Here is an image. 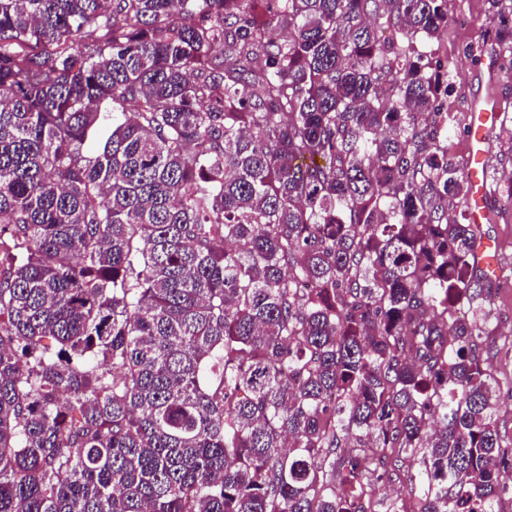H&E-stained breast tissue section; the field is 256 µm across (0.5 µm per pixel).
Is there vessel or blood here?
Instances as JSON below:
<instances>
[{"label": "vessel or blood", "instance_id": "vessel-or-blood-1", "mask_svg": "<svg viewBox=\"0 0 512 512\" xmlns=\"http://www.w3.org/2000/svg\"><path fill=\"white\" fill-rule=\"evenodd\" d=\"M499 118L497 105L489 100L475 104L468 114L467 174L472 186L468 218L473 224H486L491 218V211L486 203L488 191L485 159L488 155L490 135L496 128ZM475 253L485 274L492 277L498 275L497 244L494 240L484 236L477 238Z\"/></svg>", "mask_w": 512, "mask_h": 512}]
</instances>
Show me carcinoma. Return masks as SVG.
Masks as SVG:
<instances>
[{"instance_id":"cac0c4a2","label":"carcinoma","mask_w":512,"mask_h":512,"mask_svg":"<svg viewBox=\"0 0 512 512\" xmlns=\"http://www.w3.org/2000/svg\"><path fill=\"white\" fill-rule=\"evenodd\" d=\"M447 28L448 0H0V512L512 500Z\"/></svg>"}]
</instances>
